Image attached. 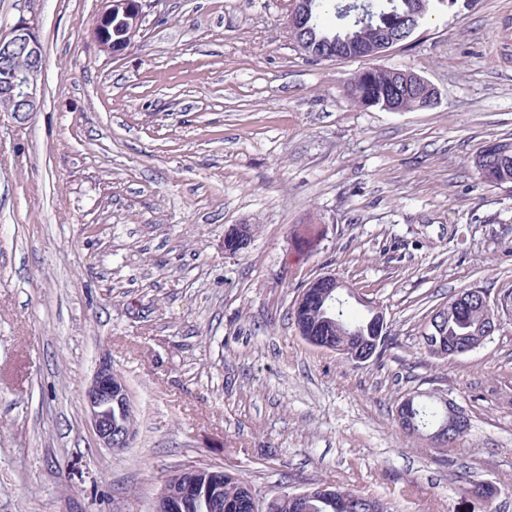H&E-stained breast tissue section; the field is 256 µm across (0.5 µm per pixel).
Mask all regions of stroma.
<instances>
[{
	"label": "stroma",
	"mask_w": 512,
	"mask_h": 512,
	"mask_svg": "<svg viewBox=\"0 0 512 512\" xmlns=\"http://www.w3.org/2000/svg\"><path fill=\"white\" fill-rule=\"evenodd\" d=\"M100 0H0L44 48L42 105L0 112V512H151L188 465L264 493L357 489L396 512H512V313L476 350L424 352L464 288L512 295V183L473 163L512 135V0L427 18L375 60L313 63L284 0H157L133 48L100 50ZM414 71L424 110L351 104L369 66ZM252 225L236 255L233 225ZM333 272L383 307L380 356L302 339L299 287ZM136 435L101 447L100 358ZM445 393L447 450L396 410ZM85 397L90 423L100 446L111 450L124 449L130 435L124 431L118 433V428L113 427L112 404L121 405L127 393L121 378L112 370L111 361L99 363Z\"/></svg>",
	"instance_id": "1"
}]
</instances>
